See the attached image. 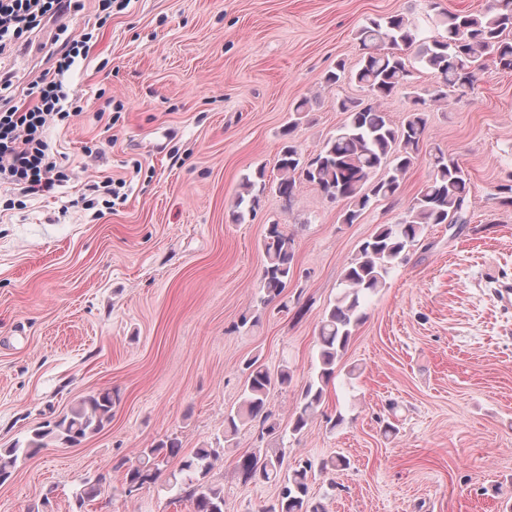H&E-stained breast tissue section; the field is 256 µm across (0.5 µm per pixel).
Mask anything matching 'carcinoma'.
Wrapping results in <instances>:
<instances>
[{"label": "carcinoma", "mask_w": 512, "mask_h": 512, "mask_svg": "<svg viewBox=\"0 0 512 512\" xmlns=\"http://www.w3.org/2000/svg\"><path fill=\"white\" fill-rule=\"evenodd\" d=\"M445 35L417 42L418 28L404 14L373 19L359 32L363 57L355 71H346L345 63L324 76L327 84L347 78L367 93L368 102L344 99L338 109L346 114L345 123L326 138L312 157L305 159L297 148L286 145L280 152L275 188L287 203L296 189V175L319 190L327 199L347 201L343 223H354L372 203L394 198L404 176L417 160L427 125V105L448 99L451 93L465 94L472 89L477 75L490 59L503 71H512V0H488L480 15L466 12L443 14ZM419 44L418 60L436 77L425 94L412 92L415 108L398 124L381 109V101L411 87L412 63L404 50ZM381 169L386 174L374 175ZM266 188L265 168L244 178L238 194L234 220L254 213ZM470 177L459 163L440 149L431 154V174L413 202L395 224H383L359 247L356 256L343 271V291L321 318L318 344V371L303 388L290 433H304L311 416L324 398V388L336 373V362L348 346L355 328L365 319V299L386 286L391 270L409 259L424 230L431 224H464L469 202ZM266 258L260 277V303L280 297L294 275V239L282 225L267 226L263 239ZM248 375L240 401L224 418V440L236 435L239 426L259 422L262 433L278 437L279 424L269 408L271 393L286 388L292 373L283 367L270 372L258 359L245 364ZM116 397L101 390L77 400L61 418L44 429L34 431L22 443L0 450V484L14 474L18 463L36 455L48 442L73 447L87 437L102 432L112 422ZM221 444L206 445L182 454L177 438L160 441L142 451L138 461H120L115 468L124 470L127 493L156 482L162 466L179 459L177 469L167 475L169 488H177L190 499L192 512H224V489L209 480V474L221 458ZM286 447L274 442L264 448L240 455L235 470L242 483L281 481L276 502L262 512H320L309 495L312 463L299 464L284 472Z\"/></svg>", "instance_id": "1"}]
</instances>
